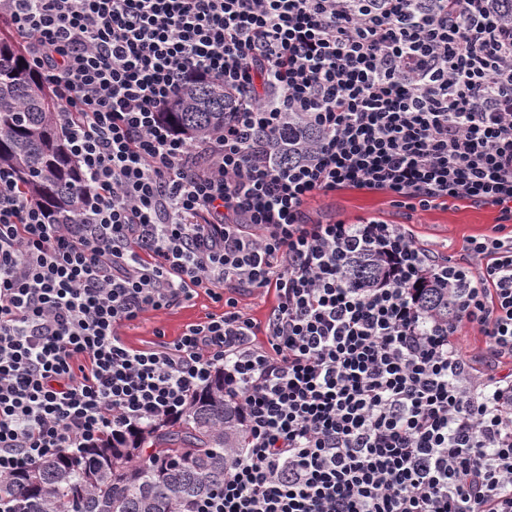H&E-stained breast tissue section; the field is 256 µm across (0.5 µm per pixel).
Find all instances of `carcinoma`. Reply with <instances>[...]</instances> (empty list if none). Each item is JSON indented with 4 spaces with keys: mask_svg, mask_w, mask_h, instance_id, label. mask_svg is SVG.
Wrapping results in <instances>:
<instances>
[{
    "mask_svg": "<svg viewBox=\"0 0 512 512\" xmlns=\"http://www.w3.org/2000/svg\"><path fill=\"white\" fill-rule=\"evenodd\" d=\"M50 89L34 67L22 38L0 31V166L11 168L21 189L37 200L57 224H72L87 203L82 171L69 153L57 100L46 108L35 89ZM227 101L217 82L195 83L181 93L167 118L196 137L224 127ZM315 138L297 117L289 119L281 146L283 159L303 154ZM382 267L358 260L352 282L379 279ZM421 303L448 320V294L428 285ZM237 410L224 401V376L189 401L183 416L163 426L107 437L80 452L62 449L33 467L0 479V504L9 512H184L196 498L224 484L229 458L245 433L224 432Z\"/></svg>",
    "mask_w": 512,
    "mask_h": 512,
    "instance_id": "1",
    "label": "carcinoma"
}]
</instances>
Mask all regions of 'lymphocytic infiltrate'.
<instances>
[{"label":"lymphocytic infiltrate","mask_w":512,"mask_h":512,"mask_svg":"<svg viewBox=\"0 0 512 512\" xmlns=\"http://www.w3.org/2000/svg\"><path fill=\"white\" fill-rule=\"evenodd\" d=\"M65 115L88 204L56 224L0 166V478L180 417L216 375L246 434L189 512H512V372L471 365L464 327L512 357V0H0ZM223 84L224 128L165 117ZM317 131L281 163L285 120ZM336 190L397 208L497 207L440 260ZM382 278L350 283L352 259ZM448 292L431 319L419 283ZM272 294L265 320L237 294ZM222 304L170 341L149 311ZM314 218L324 221H354L360 216H376L388 224L406 222L405 215L383 194L342 190L321 194L307 206Z\"/></svg>","instance_id":"lymphocytic-infiltrate-1"}]
</instances>
